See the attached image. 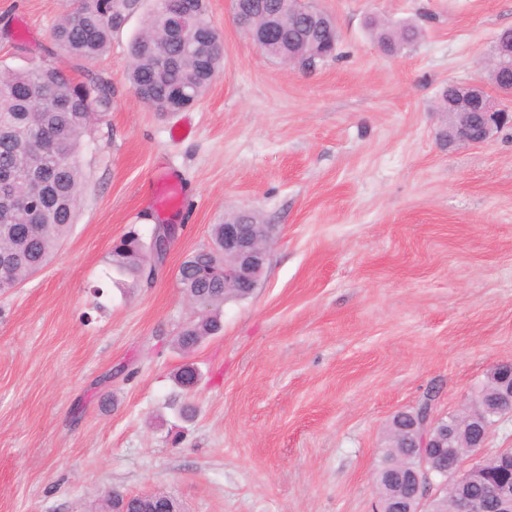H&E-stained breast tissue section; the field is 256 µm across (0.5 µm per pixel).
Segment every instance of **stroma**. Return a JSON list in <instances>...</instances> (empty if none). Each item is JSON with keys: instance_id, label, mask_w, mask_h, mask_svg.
<instances>
[{"instance_id": "35a3bbf8", "label": "stroma", "mask_w": 512, "mask_h": 512, "mask_svg": "<svg viewBox=\"0 0 512 512\" xmlns=\"http://www.w3.org/2000/svg\"><path fill=\"white\" fill-rule=\"evenodd\" d=\"M340 36L313 68L271 59L208 0L224 69L184 112L130 90L141 0L102 58L54 62L115 88L83 149L76 222L50 264L0 293V512H95L109 490L183 512H372L388 426L434 397L462 412L512 361V125L448 147L443 86L479 80L512 0H316ZM67 0H0V68L39 63ZM423 29L385 54L369 19ZM187 205L151 284L115 283L113 244L150 237L157 170ZM271 231L263 274L220 335L175 345L181 263L230 213ZM201 381L175 382L184 365Z\"/></svg>"}]
</instances>
